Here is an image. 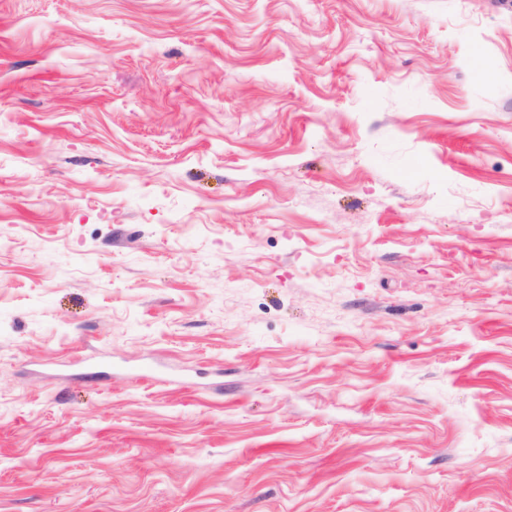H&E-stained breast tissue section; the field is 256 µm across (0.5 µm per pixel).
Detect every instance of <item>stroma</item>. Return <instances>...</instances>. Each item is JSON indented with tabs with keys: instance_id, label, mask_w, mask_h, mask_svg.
Listing matches in <instances>:
<instances>
[{
	"instance_id": "1",
	"label": "stroma",
	"mask_w": 512,
	"mask_h": 512,
	"mask_svg": "<svg viewBox=\"0 0 512 512\" xmlns=\"http://www.w3.org/2000/svg\"><path fill=\"white\" fill-rule=\"evenodd\" d=\"M0 512H512V0H0Z\"/></svg>"
}]
</instances>
